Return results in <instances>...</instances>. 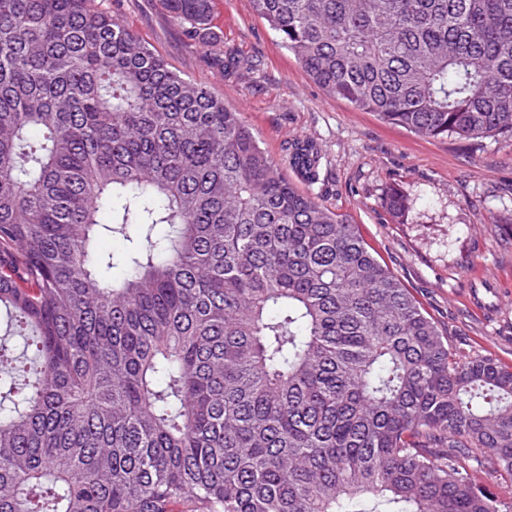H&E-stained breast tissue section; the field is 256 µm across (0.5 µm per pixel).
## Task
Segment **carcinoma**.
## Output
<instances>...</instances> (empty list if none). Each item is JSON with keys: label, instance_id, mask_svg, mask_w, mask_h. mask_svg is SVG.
Here are the masks:
<instances>
[{"label": "carcinoma", "instance_id": "obj_1", "mask_svg": "<svg viewBox=\"0 0 512 512\" xmlns=\"http://www.w3.org/2000/svg\"><path fill=\"white\" fill-rule=\"evenodd\" d=\"M164 3L211 40L212 0ZM251 3L328 95L512 141V0ZM488 458L512 480V366L112 10L0 0V512H512ZM480 485L490 488L494 491L500 500L504 502L512 501V483L502 480L495 473L493 463L487 462L482 472L478 475Z\"/></svg>", "mask_w": 512, "mask_h": 512}]
</instances>
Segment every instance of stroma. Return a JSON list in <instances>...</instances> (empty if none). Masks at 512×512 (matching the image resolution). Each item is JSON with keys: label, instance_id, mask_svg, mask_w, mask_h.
Returning <instances> with one entry per match:
<instances>
[{"label": "stroma", "instance_id": "35a3bbf8", "mask_svg": "<svg viewBox=\"0 0 512 512\" xmlns=\"http://www.w3.org/2000/svg\"><path fill=\"white\" fill-rule=\"evenodd\" d=\"M112 13L171 68L242 114L272 160L309 138L319 178L282 173L349 214L378 260L409 288L460 354L512 365V144L468 146L415 135L329 97L278 44L250 0H214L215 43L174 20L163 0H110ZM412 199L407 220L390 191Z\"/></svg>", "mask_w": 512, "mask_h": 512}]
</instances>
